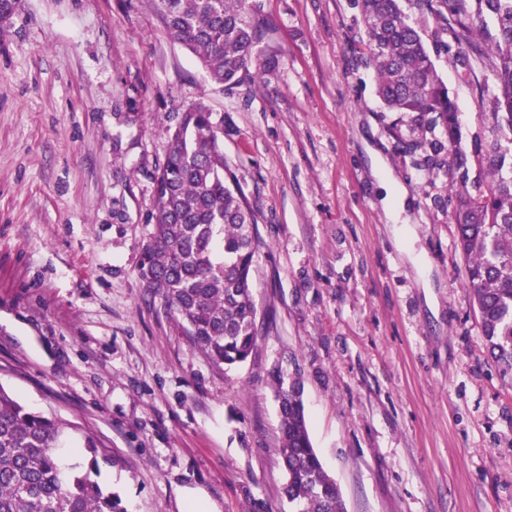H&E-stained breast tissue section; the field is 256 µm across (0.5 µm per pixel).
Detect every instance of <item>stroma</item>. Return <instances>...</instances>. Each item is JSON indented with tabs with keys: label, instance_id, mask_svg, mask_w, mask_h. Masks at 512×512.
Masks as SVG:
<instances>
[{
	"label": "stroma",
	"instance_id": "stroma-1",
	"mask_svg": "<svg viewBox=\"0 0 512 512\" xmlns=\"http://www.w3.org/2000/svg\"><path fill=\"white\" fill-rule=\"evenodd\" d=\"M0 20V386L78 425L125 512H289L270 373L301 372L346 512H512V380L483 345L446 170L410 150L366 63L355 0H249L278 67L210 83L155 0H12ZM490 136L495 20L400 0ZM206 104L255 214L259 335L232 370L138 277L173 113ZM121 112H139L135 125ZM387 181L374 175L375 161Z\"/></svg>",
	"mask_w": 512,
	"mask_h": 512
}]
</instances>
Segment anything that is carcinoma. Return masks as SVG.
Listing matches in <instances>:
<instances>
[{"mask_svg":"<svg viewBox=\"0 0 512 512\" xmlns=\"http://www.w3.org/2000/svg\"><path fill=\"white\" fill-rule=\"evenodd\" d=\"M168 34L200 63L209 80L232 88L270 69L256 50L258 34L247 0H157ZM368 58L378 96L394 112L415 114L419 128L441 129L445 140H415L445 154L454 190L455 250L466 263V286L485 347L503 373H512V0H441L460 27L458 44L473 49L470 24L493 16V71L502 138L477 141L474 155L459 147L455 102L398 0H359ZM224 121L198 102L176 112L164 131L153 224L142 244L139 279L158 297L191 344L227 369L247 361L256 338L253 268L258 249L254 212L224 161ZM492 176L487 190L468 189L472 168ZM281 417L283 494L293 512H345L336 481L313 448L297 382L272 371ZM79 426L33 412L0 386V512H125L97 480L105 458L91 438L82 463L58 448Z\"/></svg>","mask_w":512,"mask_h":512,"instance_id":"cac0c4a2","label":"carcinoma"}]
</instances>
